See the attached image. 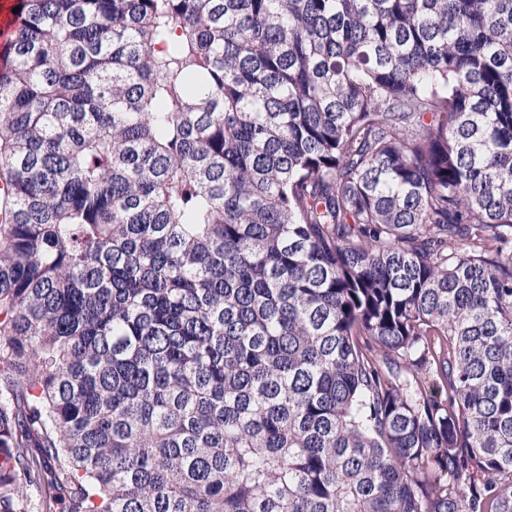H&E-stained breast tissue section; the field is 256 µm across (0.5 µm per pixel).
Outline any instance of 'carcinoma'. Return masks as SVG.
Returning a JSON list of instances; mask_svg holds the SVG:
<instances>
[{
  "mask_svg": "<svg viewBox=\"0 0 512 512\" xmlns=\"http://www.w3.org/2000/svg\"><path fill=\"white\" fill-rule=\"evenodd\" d=\"M0 512H512V0H19Z\"/></svg>",
  "mask_w": 512,
  "mask_h": 512,
  "instance_id": "carcinoma-1",
  "label": "carcinoma"
}]
</instances>
